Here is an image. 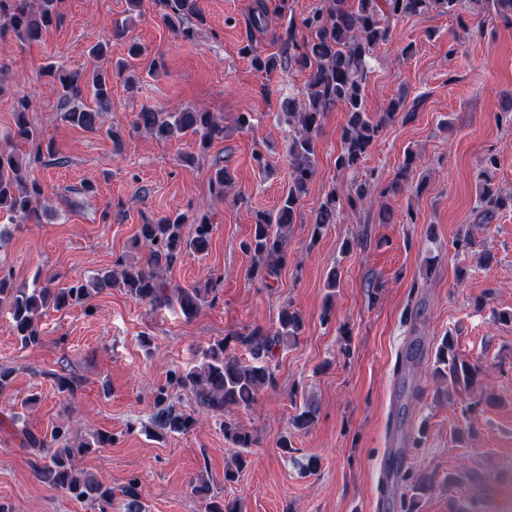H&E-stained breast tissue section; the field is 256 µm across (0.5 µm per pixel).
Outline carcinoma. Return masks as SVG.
Here are the masks:
<instances>
[{"instance_id":"obj_1","label":"carcinoma","mask_w":512,"mask_h":512,"mask_svg":"<svg viewBox=\"0 0 512 512\" xmlns=\"http://www.w3.org/2000/svg\"><path fill=\"white\" fill-rule=\"evenodd\" d=\"M61 2L0 0V34L10 33L22 42L39 41L43 31L59 23ZM154 4L160 7L164 24L186 39L193 37L195 27L204 22L198 0H154ZM431 13L457 17L461 30L457 41L460 42L470 33L463 15L481 18L488 13L512 24V0H323L321 8L298 17L290 13L288 0H280L274 9V14L283 19L284 32L274 34V41L281 44L280 51L266 54L251 39L242 44L239 52L250 59L251 66L258 72L268 75L279 68L294 67L308 73L303 101L288 98L281 103L283 116L293 128L288 143V192L281 198L276 212L255 213L250 237L243 242V249L251 256L250 278L267 283L276 278L288 262V228L294 223L298 202L307 194L316 173L317 135L325 115L339 106L348 114L339 134L341 149L336 157V168L347 173L360 169L383 128L403 110V102L392 99L378 115L368 111L364 88L370 62L377 48L389 41L394 24L403 18ZM248 23L258 32L268 30L269 8L265 0H255ZM43 73L59 83L63 121L92 134L103 131L112 139L114 149H121L120 132L104 128L103 112L109 109L112 100L110 73L95 71L84 79L80 73L69 72L56 63L44 66ZM85 86L93 94L94 107L83 102ZM31 106L27 96L16 99L14 127L0 133V214L7 215L11 221L39 217L44 188L32 174L30 165L39 161L43 154H52V146L43 145L40 132L29 120ZM135 126L160 140L196 137L199 152L188 154L184 159L190 165L204 155L214 141L224 139V118L202 108L164 112L145 107L138 112ZM16 140L31 145L27 158L16 154ZM416 167L417 156L407 153L386 191L394 194L404 191ZM233 187V176L226 168L216 170L211 177V194L221 199L227 197L235 205L244 201V196L230 193ZM371 188L367 180L352 181L328 192L311 224L312 238H319L330 225L337 223L341 200H346L354 209L367 200ZM476 195V224H490L501 210L512 208V193L504 196L486 180L478 184ZM188 223L193 226L189 233L185 232ZM212 230L213 225L205 216L191 220L184 213L166 214L139 225L135 244L147 249L144 260L119 257L114 261L115 268L101 269L85 282L56 285L48 278L31 290H13L9 288V280L0 276V303H9L12 328L25 347L40 342L38 321L44 310L51 307L60 311L112 288L124 289L127 295L153 309L176 305L185 317L192 318L208 296L221 288L223 279L211 277L202 287L180 288L171 285L163 273L173 270L188 251L207 252ZM303 328L301 314L287 305L280 310L275 325L268 328L245 326L211 344L203 354L201 365L188 370H169L166 384L157 386L153 394L157 428L167 434L185 433L198 424L196 414H216L223 418L222 428L227 440L239 448L255 445L257 439L232 418L230 411L253 404L261 391L277 386L272 368L276 352L297 343ZM232 341L245 347L252 361L243 360L229 348ZM480 372V366L458 359L453 337L442 338L435 353L434 376L468 387ZM175 387L192 394L196 413L175 409L170 394V389ZM316 413L314 405L304 404L293 418L294 428L307 429ZM67 433L63 422L54 426L48 437L24 431V447L45 453V463L36 470L37 478L78 501L112 503V487L89 475H79L68 467L67 460L87 448L110 444L114 437L100 433L93 442L75 449L53 448L66 440ZM408 482L409 490L401 499V512H420L422 500L435 489L436 479L431 474L419 473L408 478ZM139 485V478L133 477L119 489L125 512H142ZM193 492L204 502V512H242L238 501L218 496L202 477L194 483Z\"/></svg>"}]
</instances>
